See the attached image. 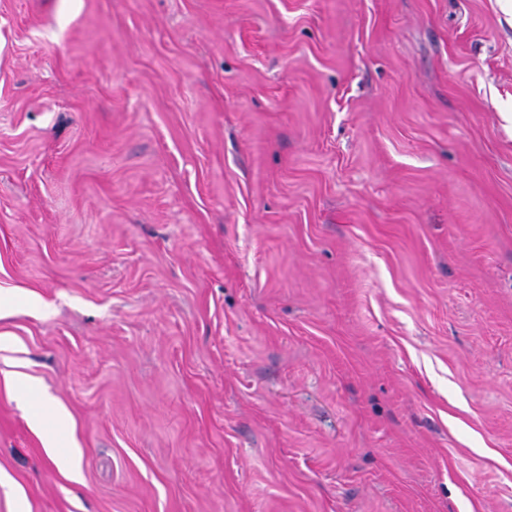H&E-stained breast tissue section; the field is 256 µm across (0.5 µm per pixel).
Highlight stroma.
<instances>
[{
  "instance_id": "35a3bbf8",
  "label": "stroma",
  "mask_w": 512,
  "mask_h": 512,
  "mask_svg": "<svg viewBox=\"0 0 512 512\" xmlns=\"http://www.w3.org/2000/svg\"><path fill=\"white\" fill-rule=\"evenodd\" d=\"M0 286L27 512H512V0H0ZM48 418L53 419L58 424L64 425L68 422L69 415L58 404H54L50 399H44L40 413L31 415L30 425L36 433L43 436V443L45 448L50 452L52 459L65 469L72 480H77L78 474L74 464L75 450H71L70 453L64 457L59 456L57 452L58 445L54 435L46 431V421Z\"/></svg>"
}]
</instances>
